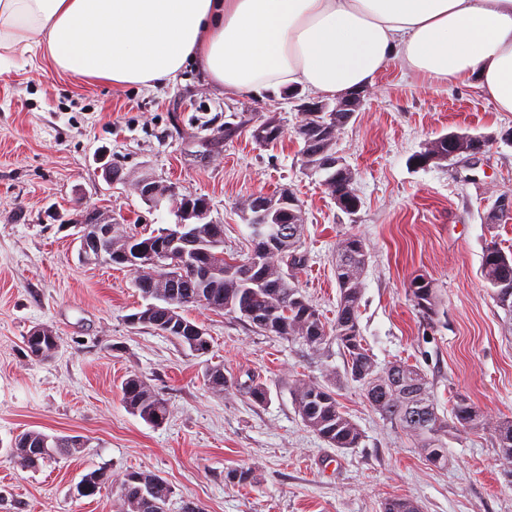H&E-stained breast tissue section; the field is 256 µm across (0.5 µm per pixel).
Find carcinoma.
I'll return each mask as SVG.
<instances>
[{
	"instance_id": "obj_1",
	"label": "carcinoma",
	"mask_w": 512,
	"mask_h": 512,
	"mask_svg": "<svg viewBox=\"0 0 512 512\" xmlns=\"http://www.w3.org/2000/svg\"><path fill=\"white\" fill-rule=\"evenodd\" d=\"M349 115L338 112L328 124L321 116L305 113L300 121L312 125V133L302 137L301 155L309 153L324 160L336 155L334 150L336 131L347 123ZM285 241L282 248L273 253L276 264L283 267L273 280L260 281L262 274L254 271L250 278L259 280L254 288H246L239 279L224 276L202 281L180 264L159 268L139 263L112 260V265L135 272L134 287L143 298H169L177 309L176 316L185 324L193 320L185 316L190 305H203L215 312H227L239 316L255 331L281 336L302 343L314 353L334 340L342 349L346 359V375L363 389L372 408L400 425L413 437L425 455L433 457V464L443 468L448 465V448L445 439L448 433L459 428L481 430L491 435L500 464L502 477L512 485V419H489L471 400L456 397L451 417L441 416L431 394L427 375L419 367L407 362L394 363L379 370L369 349L366 348L358 324V312L363 296L362 278L368 263V251L364 240L350 234L341 240L336 254V281L338 302L336 318L331 323L322 320V315L297 285V274L308 263L307 253L302 251L303 225L281 224ZM202 256L200 261L209 262L224 269L226 265L245 266L247 255L224 256V225L202 224L198 227ZM482 272L486 281L494 288L499 307L512 317V254L505 253L497 245L486 248ZM409 295L415 308L424 319H433L436 314V295L432 283L418 275L409 283ZM155 313L146 315L139 310L128 316L133 325H144L155 330L162 329ZM168 336L180 345L198 354L208 350L207 336L193 338L185 332L166 330ZM234 387L245 393L258 405L270 400L267 387L253 378ZM121 399L125 407L145 421L162 424L168 417L165 401L151 391L146 382L137 375L126 378L121 385ZM298 414L304 424L329 445L339 448H355L362 434L357 424L346 416L333 390L327 385L297 381L292 389ZM48 443L49 452L43 453L36 444ZM81 443L69 437L48 435L30 430L12 438L9 454L23 468L36 469L40 463L56 454H75ZM81 482L100 489L112 485V475L104 467L91 469L82 475ZM120 512H153L148 498L160 500L161 510L172 491L159 475L143 470L129 471L123 475L119 485ZM383 512H419L418 504L403 497H390L383 503Z\"/></svg>"
}]
</instances>
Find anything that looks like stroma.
I'll return each mask as SVG.
<instances>
[{
	"label": "stroma",
	"mask_w": 512,
	"mask_h": 512,
	"mask_svg": "<svg viewBox=\"0 0 512 512\" xmlns=\"http://www.w3.org/2000/svg\"><path fill=\"white\" fill-rule=\"evenodd\" d=\"M270 117L284 136L258 145L250 126ZM298 121L287 96L227 95L190 66L160 88L116 89L57 70L39 49L0 60V512H116V488L77 493L94 466L116 480L131 470L159 474L172 491L168 512L187 501L202 512H382L394 496L413 499L420 512H512V485L488 433H451L440 469L347 379L336 342L314 355L193 306L188 314L210 341L197 356L129 324L142 302L132 273L81 262L75 228L60 223L80 209L120 232L177 223L176 198L154 205L138 194L135 182L146 175L174 186L176 197L205 198L232 254L247 248L245 199L291 190L309 256L298 284L324 321L336 315L337 244L358 235L369 251L359 327L378 368L419 366L441 415L461 394L490 418L512 419V326L482 274L487 246L512 250V216L492 212L498 198L512 197V113L496 111L472 81L444 84L390 64L336 135L360 199L353 214L304 170ZM450 132L494 141L475 159L414 165ZM108 164L127 183L108 184ZM417 275L436 291L430 321L408 294ZM37 326L58 338L45 361L25 345ZM215 365L231 383L263 382L269 403L254 404L232 386L214 394L204 370ZM331 372L345 414L362 431L358 447H332L295 408L294 383L323 384ZM133 374L165 400V423L125 408L120 387ZM28 430L76 437L82 449L22 468L6 446ZM231 469L255 471L256 483H226Z\"/></svg>",
	"instance_id": "35a3bbf8"
}]
</instances>
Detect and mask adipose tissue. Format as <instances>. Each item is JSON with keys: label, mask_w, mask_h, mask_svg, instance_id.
<instances>
[{"label": "adipose tissue", "mask_w": 512, "mask_h": 512, "mask_svg": "<svg viewBox=\"0 0 512 512\" xmlns=\"http://www.w3.org/2000/svg\"><path fill=\"white\" fill-rule=\"evenodd\" d=\"M66 72L155 86L194 65L227 94L292 87L333 98L394 60L474 80L512 112V0H0V50Z\"/></svg>", "instance_id": "1"}]
</instances>
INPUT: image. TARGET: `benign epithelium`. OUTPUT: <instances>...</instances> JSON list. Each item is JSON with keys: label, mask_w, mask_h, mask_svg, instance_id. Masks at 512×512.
Returning <instances> with one entry per match:
<instances>
[{"label": "benign epithelium", "mask_w": 512, "mask_h": 512, "mask_svg": "<svg viewBox=\"0 0 512 512\" xmlns=\"http://www.w3.org/2000/svg\"><path fill=\"white\" fill-rule=\"evenodd\" d=\"M296 110L303 112H357L363 104L362 93H351L329 100H295ZM493 140L488 135H473L469 133L450 132L444 138L448 146V158L452 159L461 154L473 158L482 154L483 144ZM138 193L143 199L151 203H160L165 197L175 195L170 186H162L151 177L145 176L136 182ZM331 199L342 211L353 214L360 207V200L351 192L341 195L332 191L331 185H324ZM288 201V191H283L281 199H272L266 193H256L250 197L242 207V215L247 224L255 225L249 229L255 243L261 247L251 252L250 264L261 266L266 257L265 248L277 243L278 232L273 226L267 224L265 215L278 201ZM210 207L206 199L196 200L187 197L180 206L179 221L168 231L169 237L158 241L154 246L134 245L132 239H112V221L104 220L99 214L92 212L83 218L79 225V252L82 260L87 264L110 263L112 256L125 259L131 256L138 260L145 258L155 265H166L170 260H180L184 264L192 265L197 256L198 231L193 228L195 224H205L209 217Z\"/></svg>", "instance_id": "7a95c632"}]
</instances>
